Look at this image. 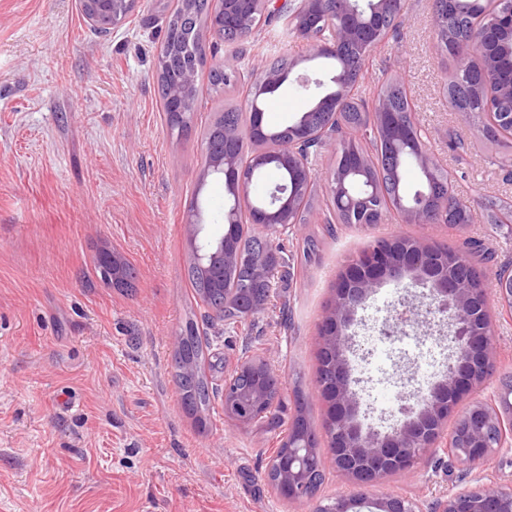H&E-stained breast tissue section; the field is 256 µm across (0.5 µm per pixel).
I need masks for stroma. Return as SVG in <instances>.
Listing matches in <instances>:
<instances>
[{"label":"stroma","mask_w":512,"mask_h":512,"mask_svg":"<svg viewBox=\"0 0 512 512\" xmlns=\"http://www.w3.org/2000/svg\"><path fill=\"white\" fill-rule=\"evenodd\" d=\"M175 0H138L109 33L94 30L79 0H0V512H310L281 499L268 461L308 396L314 424L325 405L314 381L315 336L344 267L374 240L401 236L464 247L481 268L512 261V231L486 221L488 202L512 204V175L478 118L448 107L454 62L436 45L432 0H405V23L366 62L365 87L403 83L429 152L455 177L464 224H330L327 178L334 150L314 156L315 196L305 223L277 238L283 262L260 311L228 326L192 297L188 266L193 203L222 232L223 179L203 177L204 129L225 105H242L246 78L285 55L296 72L329 77L307 60L280 17L242 43H218L207 65L230 60L240 79L206 90L191 127H168L156 57ZM132 267V287L99 272L103 248ZM421 288L384 284L350 327L354 374L369 423L385 429L398 400L444 370L445 325L418 322ZM500 372H512V318L487 288ZM210 341L214 386L244 349L274 351L282 405L270 421L240 426L216 397L209 428L185 413L172 373L173 338L187 320ZM398 339L375 347L383 328ZM512 487V449L483 466L431 449L408 474L370 488L430 504L478 485Z\"/></svg>","instance_id":"stroma-1"}]
</instances>
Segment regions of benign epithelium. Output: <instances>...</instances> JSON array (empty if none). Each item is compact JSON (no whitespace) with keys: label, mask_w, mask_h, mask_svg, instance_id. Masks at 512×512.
I'll list each match as a JSON object with an SVG mask.
<instances>
[{"label":"benign epithelium","mask_w":512,"mask_h":512,"mask_svg":"<svg viewBox=\"0 0 512 512\" xmlns=\"http://www.w3.org/2000/svg\"><path fill=\"white\" fill-rule=\"evenodd\" d=\"M209 12L199 13L200 0H178L176 11L179 24L188 28L209 31L224 26L229 19L239 25L255 27L269 9L270 0H207ZM398 0H338L341 4L342 22L334 28L329 43L320 41L321 17L319 0H299L294 8H288L291 31L305 44L312 56L321 52L339 54L344 46L356 41L366 24V16L383 15L392 11ZM135 0H81L83 14L94 27L108 23V28L120 25L130 13ZM447 6L454 0H444ZM435 2L434 29L437 41L448 39L447 15ZM481 33L488 37L491 31L508 33V40L497 41V47L481 42L474 46L461 43L455 54L461 64L472 56H479L484 82L479 94L494 101L489 111L490 123L502 131L512 133V81L500 78L501 57L512 58V0H488ZM158 75L166 85L167 99L178 101L183 107L193 106L204 93L196 57L164 42L156 62ZM290 73L272 68L261 70L253 80L249 94L273 90L288 82ZM337 91L320 94L310 108L312 112H336V104L349 100L346 75L331 77ZM370 121L378 127L377 134L385 133L394 140L403 138V128L395 115L388 111V103L376 98L370 107ZM336 146V136L324 137L306 121L291 127L288 141L271 145L260 137L243 129L224 130V139L215 146L209 140L202 149L210 158L202 178L216 174L224 177L227 201L224 203V224L231 230L238 224H248L266 235L265 259L258 270V278L270 284L277 267L282 262L280 248L272 237L291 229L296 220L293 215L298 204L306 199L309 186L314 180L313 169L305 157L308 146ZM249 156L262 165L274 162L295 169L297 180L293 186L276 184L267 192L266 206L252 210V181L245 172H237L240 159ZM348 173L331 174L328 188L332 198L347 197L366 202L377 195L372 182L354 185L346 181ZM432 192L425 189L411 201L401 202L395 211L407 224L430 223L428 204ZM203 226L201 212L192 210L188 221L193 240V257L203 268L220 272L224 265L234 261L229 234L219 237L199 238ZM483 279L493 283L500 309L512 314V271L500 268L482 272ZM410 280L415 287L427 289L428 304L423 313L424 322L437 318L448 320V344L453 349L448 368L437 382L419 390L399 407V417L387 430L363 428L358 419L360 399L353 387V368L349 358L348 337L343 335L354 320L355 313L367 297L380 285L388 282L402 283ZM469 277L450 278L441 270L433 245L426 240L414 239L404 243L398 239L379 240L366 252L359 254L344 270L343 279L334 290L333 297L322 314L316 344L319 355L326 358L330 368V380L316 384L325 404V421L331 438L329 456L323 460L351 479L355 490L349 495L338 494L334 498L321 499L312 492L309 482V440L288 425L280 447L288 449V456L275 451L268 470H277L276 493L290 502L312 503V512H421V504L399 494L370 498L366 490L394 474L412 472L422 456L436 447L444 434L448 412L477 387L483 385L498 372L492 324L483 319L487 310V297L469 287ZM241 374L254 379L252 387L242 393L233 381ZM500 402L509 409L500 410L495 404L471 403L457 418L448 434V451L460 463L476 468L500 448L512 446V375L500 379ZM282 383L273 369L271 352L246 355L236 360L224 376V415L242 425L269 420L279 401ZM435 512H512V489L490 485L452 493L437 500Z\"/></svg>","instance_id":"obj_1"}]
</instances>
